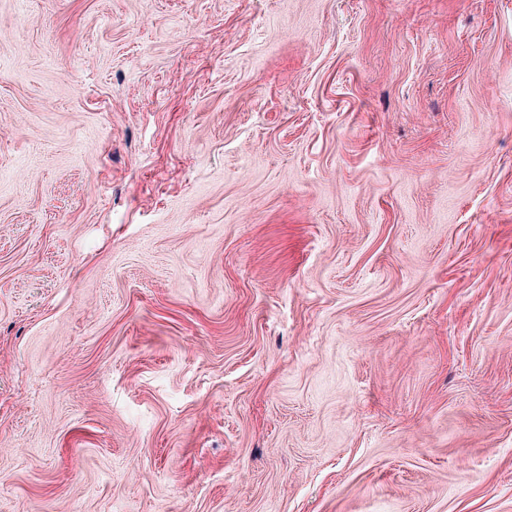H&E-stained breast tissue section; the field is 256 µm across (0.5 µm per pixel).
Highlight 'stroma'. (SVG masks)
Instances as JSON below:
<instances>
[{
    "mask_svg": "<svg viewBox=\"0 0 512 512\" xmlns=\"http://www.w3.org/2000/svg\"><path fill=\"white\" fill-rule=\"evenodd\" d=\"M0 512H512V0H0Z\"/></svg>",
    "mask_w": 512,
    "mask_h": 512,
    "instance_id": "stroma-1",
    "label": "stroma"
}]
</instances>
